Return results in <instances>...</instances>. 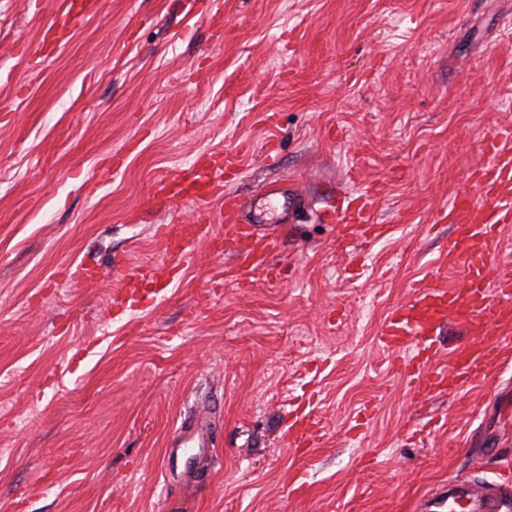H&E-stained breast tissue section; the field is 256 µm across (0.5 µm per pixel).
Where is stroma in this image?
Wrapping results in <instances>:
<instances>
[{"label":"stroma","mask_w":512,"mask_h":512,"mask_svg":"<svg viewBox=\"0 0 512 512\" xmlns=\"http://www.w3.org/2000/svg\"><path fill=\"white\" fill-rule=\"evenodd\" d=\"M203 2L99 0L25 57L58 0H0V512H412L445 483L512 481V368L421 405L378 343L412 282L450 280L433 215L512 123V0ZM211 152L239 156L224 189L246 204L368 189L385 231L352 249L301 210L259 227L274 278L225 282L231 253L201 243L164 300L115 315L117 264L197 214L153 180ZM81 259L100 277L66 282ZM197 413L214 437L192 494L165 450ZM313 424L314 421L311 418L310 412L296 415L288 427L290 438L294 446L304 449L312 447L311 428Z\"/></svg>","instance_id":"35a3bbf8"}]
</instances>
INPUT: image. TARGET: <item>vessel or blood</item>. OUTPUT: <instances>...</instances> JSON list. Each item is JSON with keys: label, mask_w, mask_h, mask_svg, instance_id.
I'll return each mask as SVG.
<instances>
[{"label": "vessel or blood", "mask_w": 512, "mask_h": 512, "mask_svg": "<svg viewBox=\"0 0 512 512\" xmlns=\"http://www.w3.org/2000/svg\"><path fill=\"white\" fill-rule=\"evenodd\" d=\"M98 0H72L66 11L56 12L43 29L41 43L25 44L21 54L48 53L60 42L61 25L72 24L84 14L95 12ZM485 160L471 168L472 189L457 194L448 208L435 216L436 222L450 223L454 231L441 255V265L457 273L455 286L419 281L412 285L406 302L383 320L378 341L394 354L410 349L421 368L411 388L416 400L426 401L445 391H460L466 386L486 384L500 365L502 355H512V276L496 272L495 259L512 249L503 239L502 229L512 224V125H496L485 134ZM240 170L237 157L212 153L185 169L160 174L152 184L153 196L199 206L218 203L226 225L214 231L208 224H165L158 229L161 244L158 260L127 265L122 272L123 287L114 297L121 306L139 300L143 287L152 284L165 290L173 273L192 260L197 243L207 242L211 251L231 250L234 262L225 276L245 287L260 270L270 271V257L278 248L275 236L260 233L253 222L240 221L242 204L238 197L224 193L221 174ZM372 197H339L329 207L317 210L324 223H339L343 240H368L379 237L378 225L371 221ZM455 323L469 336L456 350L449 367L438 364L437 335L446 323ZM310 414L297 415L288 431L294 446H312ZM193 444L199 450L210 448L206 419L181 424L177 443L168 446L165 456L173 458L179 447ZM428 507L447 508L448 512H503L500 493L469 484L434 494Z\"/></svg>", "instance_id": "1"}]
</instances>
